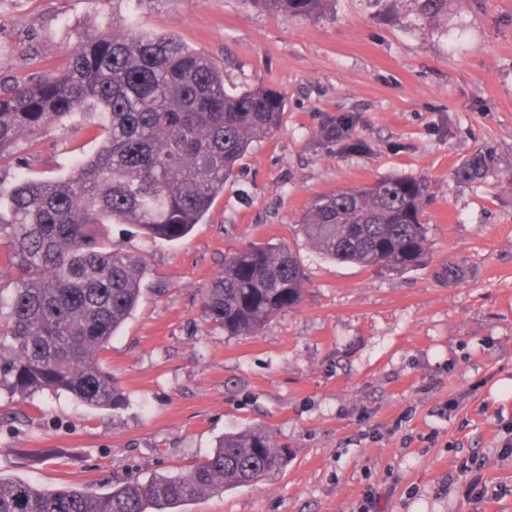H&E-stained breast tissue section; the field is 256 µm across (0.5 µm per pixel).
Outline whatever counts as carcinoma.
I'll return each instance as SVG.
<instances>
[{"mask_svg": "<svg viewBox=\"0 0 512 512\" xmlns=\"http://www.w3.org/2000/svg\"><path fill=\"white\" fill-rule=\"evenodd\" d=\"M303 19L327 13L333 0H247ZM424 27L448 13V0H406ZM90 104L97 152L64 178L20 176L0 193V238L13 288L0 289V389L23 397L64 392L93 407L122 398L101 353L131 315L148 273L143 257L112 244L108 224H132L168 242L200 223L253 146L276 132L285 100L277 92H229L224 73L204 52L134 26L83 41L64 69L0 93V169L19 138L31 140ZM361 117L340 112L321 126L327 148L360 152ZM479 152L461 179L489 171ZM428 182L390 175L374 184L315 197L300 222L328 258L402 272L429 252L423 211ZM305 277L291 249L253 244L224 258L202 293L205 315L227 336H248L296 307ZM288 447L267 428L224 435L185 472L131 478L100 494L76 486L33 487L0 477V512H177L227 488L258 483L281 470Z\"/></svg>", "mask_w": 512, "mask_h": 512, "instance_id": "cac0c4a2", "label": "carcinoma"}]
</instances>
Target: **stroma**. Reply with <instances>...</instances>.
<instances>
[{
    "label": "stroma",
    "instance_id": "obj_1",
    "mask_svg": "<svg viewBox=\"0 0 512 512\" xmlns=\"http://www.w3.org/2000/svg\"><path fill=\"white\" fill-rule=\"evenodd\" d=\"M130 25L206 52L226 90L279 91L283 124L185 239L107 225L149 267L104 353L123 403L0 390V476L105 493L180 472L226 433L268 427L287 465L187 512H360L371 492L378 512H512V393L496 390L512 380V0H448L432 28L401 2L372 15L336 0L307 21L243 0H0V82L62 67L77 42ZM339 112L360 114L368 152L320 145ZM90 121L19 144L0 188L68 175L99 147L82 130ZM481 151L490 171L459 181ZM389 175L428 181L425 266L363 269L299 233L316 195ZM265 242L290 246L304 299L254 335H225L201 292L226 255ZM450 263L462 279H449ZM475 479L498 498H467Z\"/></svg>",
    "mask_w": 512,
    "mask_h": 512
}]
</instances>
